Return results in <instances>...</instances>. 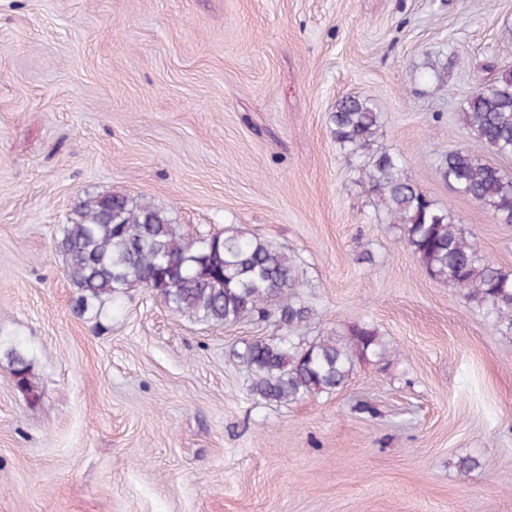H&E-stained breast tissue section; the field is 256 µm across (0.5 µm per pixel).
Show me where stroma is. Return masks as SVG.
Returning <instances> with one entry per match:
<instances>
[{"label":"stroma","instance_id":"35a3bbf8","mask_svg":"<svg viewBox=\"0 0 512 512\" xmlns=\"http://www.w3.org/2000/svg\"><path fill=\"white\" fill-rule=\"evenodd\" d=\"M512 66V0H0V512H512V335L426 273L331 116L372 98L379 144L512 271V225L457 195L460 113ZM117 192L189 233L283 245L316 318L395 354L288 405L241 340L142 288L74 311L56 237ZM478 460L460 473L459 458ZM7 360L10 371L20 391L37 397V393L30 379V365L24 350L16 344H0V357Z\"/></svg>","mask_w":512,"mask_h":512}]
</instances>
